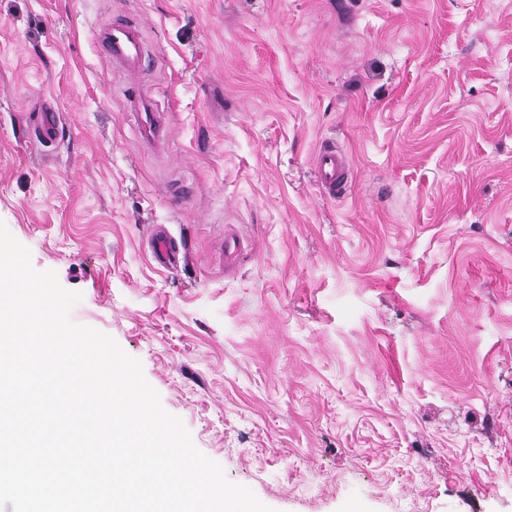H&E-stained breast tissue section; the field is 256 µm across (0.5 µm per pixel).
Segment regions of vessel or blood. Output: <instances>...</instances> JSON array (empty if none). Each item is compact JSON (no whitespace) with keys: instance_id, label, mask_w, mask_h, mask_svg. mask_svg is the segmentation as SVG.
Returning a JSON list of instances; mask_svg holds the SVG:
<instances>
[{"instance_id":"vessel-or-blood-1","label":"vessel or blood","mask_w":512,"mask_h":512,"mask_svg":"<svg viewBox=\"0 0 512 512\" xmlns=\"http://www.w3.org/2000/svg\"><path fill=\"white\" fill-rule=\"evenodd\" d=\"M93 40L108 60L112 72L124 84V108L134 120L139 140L147 147L165 148L170 137V115L160 109L146 84L149 45L141 23L134 19L114 18L99 24ZM316 183L322 197L343 199L351 188V163L347 153L335 143L321 146L314 156ZM153 258L166 268L180 264L181 250L165 225H154L148 237ZM252 249L249 238L232 227H225L219 257L225 270H236L240 260Z\"/></svg>"}]
</instances>
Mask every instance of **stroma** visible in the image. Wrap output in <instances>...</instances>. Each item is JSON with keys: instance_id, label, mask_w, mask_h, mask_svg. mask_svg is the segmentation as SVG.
Listing matches in <instances>:
<instances>
[{"instance_id": "obj_1", "label": "stroma", "mask_w": 512, "mask_h": 512, "mask_svg": "<svg viewBox=\"0 0 512 512\" xmlns=\"http://www.w3.org/2000/svg\"><path fill=\"white\" fill-rule=\"evenodd\" d=\"M115 16L165 154L92 40ZM0 221L274 512H512V0H0ZM93 40L124 84V108L134 120L139 140L155 150L169 142L170 115L160 109L146 84L149 45L136 19L112 18L93 30ZM316 183L322 197L343 199L351 188V163L347 153L333 142H326L314 156ZM148 244L153 258L168 269H175L179 266L181 250L175 245V239L163 224H156L152 227ZM252 243L235 228L225 226L224 238L219 246V257L225 271L237 269L240 260L251 252Z\"/></svg>"}]
</instances>
